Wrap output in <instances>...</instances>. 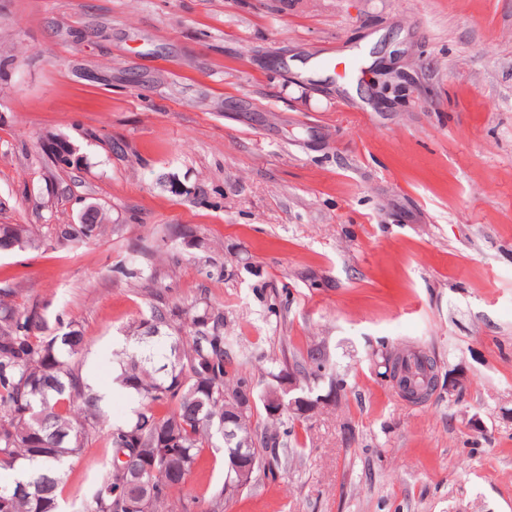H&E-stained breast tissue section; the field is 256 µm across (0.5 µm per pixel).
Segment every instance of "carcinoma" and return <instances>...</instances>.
Returning <instances> with one entry per match:
<instances>
[{"label":"carcinoma","mask_w":512,"mask_h":512,"mask_svg":"<svg viewBox=\"0 0 512 512\" xmlns=\"http://www.w3.org/2000/svg\"><path fill=\"white\" fill-rule=\"evenodd\" d=\"M102 213L87 215L85 224L55 228L59 241L97 235ZM40 247L35 232L22 224H0V247ZM21 288L0 289V469L16 473L0 485V512H58L66 484V464L85 448L103 441L110 459L97 479L83 512H217L218 501L190 496L186 479L201 450L219 437L224 446V492L239 489L231 468L243 439L258 460H277L279 437L297 435L259 429L249 404L227 432L224 416L235 415L240 393L262 404L280 391L281 374L256 392L240 370L234 340L224 335V305L197 298L192 312L162 302L131 333L135 343L160 337L155 346L125 354L117 382L139 397L140 408L122 424H108L100 396L85 381L76 360L88 344L69 323L51 328L46 307L20 306ZM324 354L310 348L296 369L318 375ZM396 366L410 389L435 386L436 365L420 355H403Z\"/></svg>","instance_id":"obj_1"}]
</instances>
